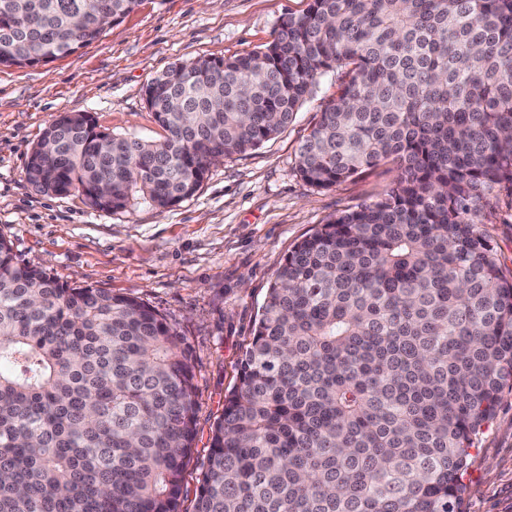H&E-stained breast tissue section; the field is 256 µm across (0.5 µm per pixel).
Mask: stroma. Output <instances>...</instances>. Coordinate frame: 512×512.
<instances>
[{"instance_id":"35a3bbf8","label":"stroma","mask_w":512,"mask_h":512,"mask_svg":"<svg viewBox=\"0 0 512 512\" xmlns=\"http://www.w3.org/2000/svg\"><path fill=\"white\" fill-rule=\"evenodd\" d=\"M308 4L142 0L74 54L34 67L0 66V235L19 262L71 284L141 298L176 324L195 364L198 436L185 472L191 489L284 257L329 217L379 198L397 171L381 165L321 191L296 175L305 135L336 96L335 70L319 79L281 134L213 165L194 195L169 209L142 202L107 213L76 192H37L25 176L27 156L52 116L65 112L91 113L114 134L161 139L144 97L155 77L176 62L259 50L285 14H301ZM478 220L512 269V196L500 193ZM464 483L465 512H512L511 391L480 433Z\"/></svg>"}]
</instances>
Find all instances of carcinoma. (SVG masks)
Returning <instances> with one entry per match:
<instances>
[{"instance_id": "obj_1", "label": "carcinoma", "mask_w": 512, "mask_h": 512, "mask_svg": "<svg viewBox=\"0 0 512 512\" xmlns=\"http://www.w3.org/2000/svg\"><path fill=\"white\" fill-rule=\"evenodd\" d=\"M139 3L0 0V65L73 54L101 35L98 6L119 23ZM334 69L297 174L324 190L392 164L396 183L275 272L193 512H463L470 449L512 385V271L474 220L512 194V0H310L264 48L148 85L163 139L107 150L91 114H59L26 179L104 212L168 209L284 131ZM194 378L150 304L22 264L0 236V512H185Z\"/></svg>"}]
</instances>
